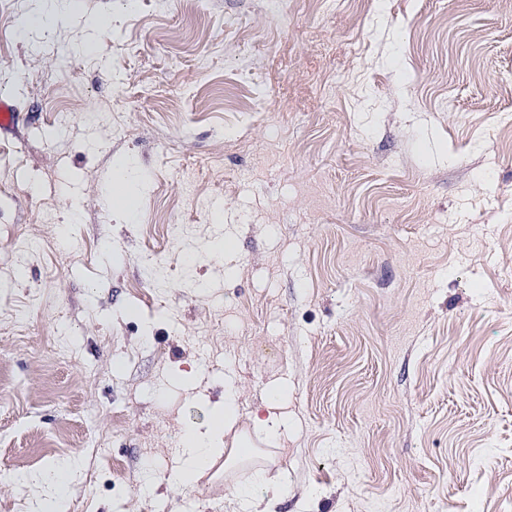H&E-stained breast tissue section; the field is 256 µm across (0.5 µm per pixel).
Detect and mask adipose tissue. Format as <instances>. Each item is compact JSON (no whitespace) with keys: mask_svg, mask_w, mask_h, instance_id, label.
Instances as JSON below:
<instances>
[{"mask_svg":"<svg viewBox=\"0 0 512 512\" xmlns=\"http://www.w3.org/2000/svg\"><path fill=\"white\" fill-rule=\"evenodd\" d=\"M286 398V389H269L262 408L246 414L237 388L225 384L221 398L209 406L207 423L183 426L168 485L179 494L192 492L216 459H223L230 467L252 460L257 454L256 441L276 444L288 428L286 418L279 412ZM231 494L237 512H270V505L287 496L288 487L271 483L265 469L259 468L249 481L234 486Z\"/></svg>","mask_w":512,"mask_h":512,"instance_id":"obj_1","label":"adipose tissue"}]
</instances>
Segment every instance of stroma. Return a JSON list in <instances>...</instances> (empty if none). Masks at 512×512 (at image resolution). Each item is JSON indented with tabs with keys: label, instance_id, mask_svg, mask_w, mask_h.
Listing matches in <instances>:
<instances>
[{
	"label": "stroma",
	"instance_id": "obj_1",
	"mask_svg": "<svg viewBox=\"0 0 512 512\" xmlns=\"http://www.w3.org/2000/svg\"><path fill=\"white\" fill-rule=\"evenodd\" d=\"M38 8L0 0V512L71 463L66 512H235L257 465L275 512H512V0H60L36 54ZM228 380L292 428L178 498ZM21 121L20 112L14 101L0 98V134L14 133ZM130 181L126 175L121 171L116 179L113 181L112 188V206L115 209L123 210L128 215L133 213V207L129 201V185Z\"/></svg>",
	"mask_w": 512,
	"mask_h": 512
}]
</instances>
